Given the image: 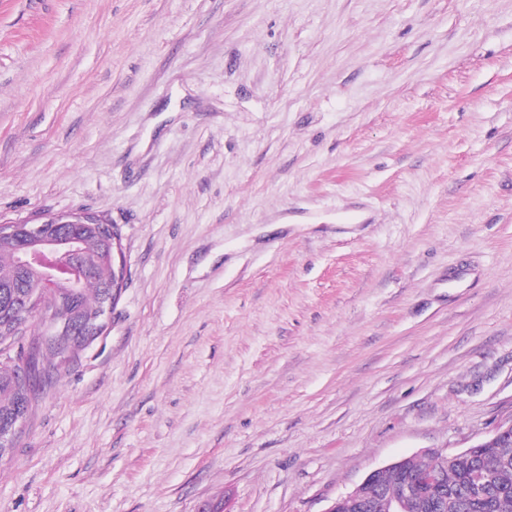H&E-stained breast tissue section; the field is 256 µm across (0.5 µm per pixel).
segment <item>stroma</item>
Listing matches in <instances>:
<instances>
[{
    "label": "stroma",
    "mask_w": 512,
    "mask_h": 512,
    "mask_svg": "<svg viewBox=\"0 0 512 512\" xmlns=\"http://www.w3.org/2000/svg\"><path fill=\"white\" fill-rule=\"evenodd\" d=\"M77 209L125 285L0 512H324L512 420V0H0V220ZM409 456L397 458L387 465L369 472L364 479L355 486V489L336 497L324 512H349L351 510H367L374 507V502L366 501L374 489L379 474L391 472L400 474L407 468ZM396 475H383L381 483L388 494H395L399 488V479Z\"/></svg>",
    "instance_id": "stroma-1"
}]
</instances>
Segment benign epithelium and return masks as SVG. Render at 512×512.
Here are the masks:
<instances>
[{
  "instance_id": "1",
  "label": "benign epithelium",
  "mask_w": 512,
  "mask_h": 512,
  "mask_svg": "<svg viewBox=\"0 0 512 512\" xmlns=\"http://www.w3.org/2000/svg\"><path fill=\"white\" fill-rule=\"evenodd\" d=\"M95 214L76 210L67 213L52 215L39 225H31L26 229V243L23 245L20 256V266L36 275V288L32 289L25 301L28 308L35 307L42 313L44 336L38 339L36 351L41 353L53 345V337L61 336L71 330L72 324L67 317L58 313L59 294L58 286L67 288L70 295L79 294L86 282V268L77 260L82 252V240L76 233L48 234L44 231L46 224H101ZM106 259L112 264V271L116 276V283L112 284L113 294H118V288L123 286L125 279V265L123 263L122 246L118 237H112V243L106 248ZM113 299H108L103 309L96 315H90L83 321L87 329L84 342L90 343L103 335L108 327L112 314ZM27 412L20 413L12 428L0 432V455L7 456L17 443V434L26 423ZM512 434V420L503 422L484 438L470 448L450 452L446 448H429L426 454L440 463L451 457L464 455L477 448H492L505 435ZM407 468V458H397L387 465L369 472L364 479L349 491L336 497L324 512H365L374 506L368 501L374 489L377 477L385 472L400 474ZM428 488L437 496L445 493L442 484V469L436 467L421 474L415 481L404 484L398 494L384 496L380 499V506L385 512H411L418 500L419 492Z\"/></svg>"
}]
</instances>
